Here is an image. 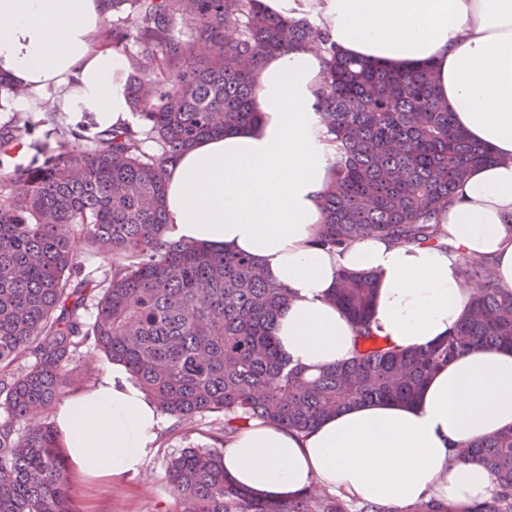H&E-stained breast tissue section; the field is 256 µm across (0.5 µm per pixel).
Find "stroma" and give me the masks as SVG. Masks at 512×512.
Listing matches in <instances>:
<instances>
[{
	"mask_svg": "<svg viewBox=\"0 0 512 512\" xmlns=\"http://www.w3.org/2000/svg\"><path fill=\"white\" fill-rule=\"evenodd\" d=\"M64 371L70 380L65 398H72L96 387L112 372V365L92 344L81 345ZM221 416L210 415L187 425L162 415L156 445L136 472L119 477H89L78 469L70 476L76 492L78 512H183L173 494L167 465L188 444L219 447Z\"/></svg>",
	"mask_w": 512,
	"mask_h": 512,
	"instance_id": "obj_1",
	"label": "stroma"
}]
</instances>
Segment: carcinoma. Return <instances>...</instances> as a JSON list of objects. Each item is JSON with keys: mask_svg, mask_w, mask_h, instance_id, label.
Here are the masks:
<instances>
[{"mask_svg": "<svg viewBox=\"0 0 512 512\" xmlns=\"http://www.w3.org/2000/svg\"><path fill=\"white\" fill-rule=\"evenodd\" d=\"M105 46L131 41L125 84L137 127L86 136L46 111L0 126V367L31 351L36 364L0 379V512H75L70 469L54 422L16 423L49 411L69 381L63 364L92 342L123 364L158 410L184 423L217 414L221 437L253 419L299 433L365 401L417 399L427 376L478 347H512V290L496 286L488 261L465 256L474 288L462 322L435 345L394 349L370 329L378 288L371 272L344 271L332 300L355 327L352 358L316 376L279 354L273 325L285 289L254 258L168 236L166 164L198 140L258 122L255 73L274 52L318 43L328 55L321 121L336 142L335 177L325 192L320 243L364 237L432 243L456 184L493 161L456 125L433 69H385L336 54L305 19L269 13L260 0H105ZM205 52L189 56L178 24ZM233 28L238 38L224 39ZM51 125L54 146L32 139ZM27 147L36 166L9 167ZM102 260L85 271L73 239ZM96 315L82 320L90 292ZM497 491L480 505L435 499L361 512H512V427L467 445ZM184 512H348L319 489L288 502L263 500L224 473L220 452L190 446L168 464Z\"/></svg>", "mask_w": 512, "mask_h": 512, "instance_id": "obj_1", "label": "carcinoma"}]
</instances>
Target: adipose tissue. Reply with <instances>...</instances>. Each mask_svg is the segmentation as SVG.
Returning <instances> with one entry per match:
<instances>
[{
    "label": "adipose tissue",
    "mask_w": 512,
    "mask_h": 512,
    "mask_svg": "<svg viewBox=\"0 0 512 512\" xmlns=\"http://www.w3.org/2000/svg\"><path fill=\"white\" fill-rule=\"evenodd\" d=\"M304 18L339 54L406 71L434 68L456 124L493 163L472 168L438 213L432 244L366 237L319 242L336 147L319 115L326 57L268 55L256 73L261 118L206 138L167 167L169 235L258 261L290 300L273 335L283 358L310 374L351 358L356 332L331 301L341 271L378 278L371 329L389 346L422 347L452 334L472 296L460 259L492 261L512 290V0H262ZM104 0H0V73L25 91L54 92L63 111L100 125L132 122L119 75L127 57L102 46ZM160 416L113 364L97 388L64 402L56 426L78 468L137 471ZM512 426V349L481 348L435 370L410 403L365 402L298 433L255 419L222 450L224 472L253 496L294 499L313 485L376 507L435 498L458 505L496 490L483 463L457 449Z\"/></svg>",
    "instance_id": "adipose-tissue-1"
}]
</instances>
